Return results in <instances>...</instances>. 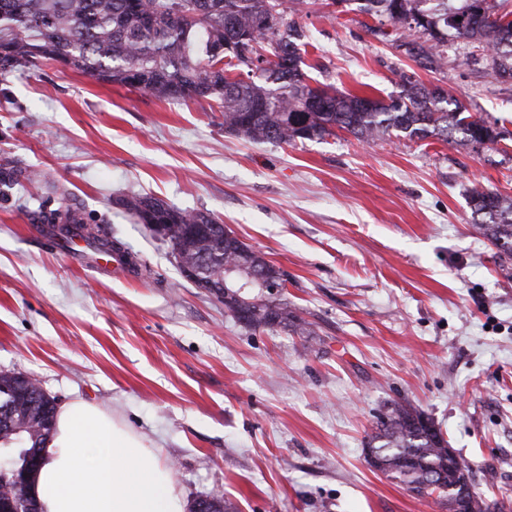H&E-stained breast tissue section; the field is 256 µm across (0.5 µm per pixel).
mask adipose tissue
<instances>
[{
	"label": "adipose tissue",
	"mask_w": 512,
	"mask_h": 512,
	"mask_svg": "<svg viewBox=\"0 0 512 512\" xmlns=\"http://www.w3.org/2000/svg\"><path fill=\"white\" fill-rule=\"evenodd\" d=\"M31 493L40 512H185L173 468L98 405L59 406Z\"/></svg>",
	"instance_id": "adipose-tissue-1"
}]
</instances>
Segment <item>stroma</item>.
I'll list each match as a JSON object with an SVG mask.
<instances>
[{"mask_svg": "<svg viewBox=\"0 0 512 512\" xmlns=\"http://www.w3.org/2000/svg\"><path fill=\"white\" fill-rule=\"evenodd\" d=\"M309 76L385 97L397 73L451 89L504 140L297 145L224 131L182 103L60 64L0 76V372L118 414L175 471L186 502L237 512H442L368 464L376 415L404 401L439 425L477 492L512 498V259L474 233L468 191L512 195V79L449 57L430 71L313 4L295 17ZM214 213L283 273L311 324L245 328L178 272L119 198ZM138 258L97 269L45 238L63 205Z\"/></svg>", "mask_w": 512, "mask_h": 512, "instance_id": "35a3bbf8", "label": "stroma"}]
</instances>
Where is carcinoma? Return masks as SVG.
<instances>
[{"instance_id":"cac0c4a2","label":"carcinoma","mask_w":512,"mask_h":512,"mask_svg":"<svg viewBox=\"0 0 512 512\" xmlns=\"http://www.w3.org/2000/svg\"><path fill=\"white\" fill-rule=\"evenodd\" d=\"M355 11L396 29L394 47L421 66L441 70L448 50L469 58L479 48L501 78H512V20L490 35L484 17H512V0H350ZM309 0H0V74L56 62L104 82L181 102L208 99L224 112V132L256 144H295L344 131L362 143L385 138L435 139L471 150L493 144L497 128L471 118L451 91L399 74L385 98L313 87L304 71L305 35L291 16ZM288 61L283 67L276 59ZM120 205L142 223L169 225L177 269L198 265L194 286L217 297L227 268H252L277 281L283 273L245 243L224 247V224L206 210H187L135 195ZM473 227L512 259V196L474 188ZM52 228L77 233L96 250L118 241L92 233L70 207ZM250 329L309 336V323L282 292L224 303ZM56 399L20 372H0V490L29 493L14 473L41 454L54 427ZM371 467L417 497L455 504L463 472L448 461V440L423 412L393 402L377 417L365 444ZM471 512H503V503L472 492Z\"/></svg>"}]
</instances>
